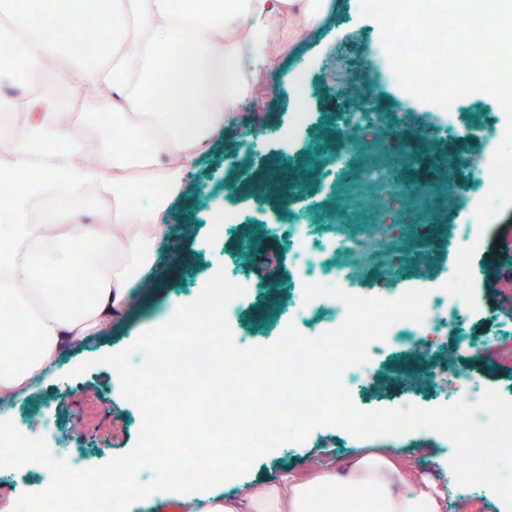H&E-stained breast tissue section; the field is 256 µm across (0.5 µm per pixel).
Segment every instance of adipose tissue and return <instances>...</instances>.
Masks as SVG:
<instances>
[{
    "instance_id": "adipose-tissue-1",
    "label": "adipose tissue",
    "mask_w": 512,
    "mask_h": 512,
    "mask_svg": "<svg viewBox=\"0 0 512 512\" xmlns=\"http://www.w3.org/2000/svg\"><path fill=\"white\" fill-rule=\"evenodd\" d=\"M90 0H52L45 15L0 0V15L17 47L0 59V84L41 76L39 90L13 100L27 114L12 149L0 156V175L37 169V181L0 201V304L29 325L28 339L0 327V469L18 466L34 448L14 430L5 410L18 404L35 378L71 346L103 334L121 318L135 286L154 275V255L164 245L170 201L190 192L187 171L205 145L220 135L235 108L246 101L275 65L297 31L317 24L327 0H112V48L105 61L71 55L53 29L74 24ZM138 47L137 63L122 51ZM182 89L177 111L157 104V74ZM94 100L137 144L115 147L100 135L103 164L77 158L84 136L64 114L58 88ZM88 187L112 202L113 221L76 222L66 205L40 211L34 200L55 187ZM98 262L91 287L68 294L59 286L85 250ZM409 458L391 448H359L337 464L314 457L285 481H251L224 496L210 484L160 470L144 479L136 461L118 460L123 512H151L172 498L180 512H335L332 492L342 486L361 498L367 512H447L430 490L406 486Z\"/></svg>"
}]
</instances>
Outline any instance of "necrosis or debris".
Segmentation results:
<instances>
[{"mask_svg": "<svg viewBox=\"0 0 512 512\" xmlns=\"http://www.w3.org/2000/svg\"><path fill=\"white\" fill-rule=\"evenodd\" d=\"M378 89L360 85L355 66L337 65L333 82L342 103L336 114L337 139L312 151L313 162L300 169L271 225L274 239L288 242V308L280 330L319 332L337 329L347 307L335 297L306 300V284L340 287L358 297L399 298L410 290L427 291L422 321L393 324L386 340L369 347V361H392L422 350L425 367L419 385L437 383L454 373L452 360L437 346L443 337L469 347L470 314L460 296L476 280L488 251V228L476 216L491 188L490 162L507 128L505 113L489 125L464 122L458 106L434 113L428 127L439 133L480 138L478 160L449 157L419 136L413 123L415 95L391 96L385 88L397 78L389 56H382ZM468 169L458 193L448 197L442 183L449 168ZM382 206L372 209L369 199ZM442 229L455 246L451 269L431 278L424 255L438 254L431 233Z\"/></svg>", "mask_w": 512, "mask_h": 512, "instance_id": "necrosis-or-debris-1", "label": "necrosis or debris"}]
</instances>
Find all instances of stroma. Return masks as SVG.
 <instances>
[{
  "instance_id": "stroma-1",
  "label": "stroma",
  "mask_w": 512,
  "mask_h": 512,
  "mask_svg": "<svg viewBox=\"0 0 512 512\" xmlns=\"http://www.w3.org/2000/svg\"><path fill=\"white\" fill-rule=\"evenodd\" d=\"M329 2L320 24L298 31L290 48L282 52L276 68L234 112L223 133L208 144L188 172L193 191L171 203L168 239L155 255L160 284L140 290L136 305L114 322L109 332L70 348L57 368L39 378L30 396L13 411L12 421L23 433L40 438L45 432H52L53 440L48 447L54 456H62L66 448L78 445L86 448L85 465L91 468L104 465L134 447L143 422L142 413L123 396L122 383L104 358L130 347L145 331L164 325L172 300L190 303L219 270L236 271L233 239L214 231L213 215L224 206L225 185L236 188V202L246 210L252 202L254 184L273 173L279 174L281 181L289 180L291 172L284 169L279 158L276 137L295 107L296 76L304 77L306 94L314 103L313 120L296 146L297 156L306 155L317 143L335 138L338 96L328 62L345 49L356 54L372 52L382 41V28L375 19L363 15L357 0ZM250 136L255 139L256 161L243 173L234 167L233 161ZM491 243L500 249L501 256L482 273L470 298L487 309L492 322L473 323L469 332L477 339L494 335L496 345L512 349V317L502 312L505 298L492 287L497 277L512 274V205L496 214ZM249 264L254 267V278L261 287L254 297L248 298L232 332L247 344L264 345L275 338L276 313L282 305L279 269L271 264L265 246L254 249ZM442 351L452 356L460 375L457 386L448 390L449 401H456L460 389L472 385L512 391V368L501 367L498 359L470 349L457 350L450 344L444 345ZM422 369V360L414 353L391 364H377L369 384L359 391L358 397L369 408H397L410 403L421 408L434 405L432 392H423L414 399L408 394ZM396 446L402 447L419 469L422 480L447 495L451 512H505L503 500L491 488L460 485L443 440L422 429L399 441L390 435L360 438L324 427L304 441L280 444L258 458L245 477L277 480L284 471L303 468L314 448L321 449L326 458L341 461L358 448Z\"/></svg>"
}]
</instances>
